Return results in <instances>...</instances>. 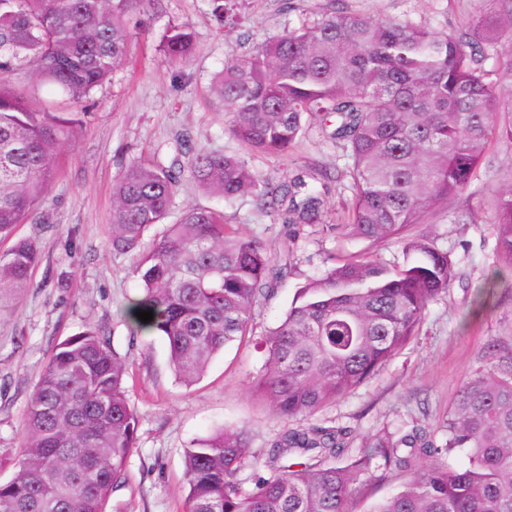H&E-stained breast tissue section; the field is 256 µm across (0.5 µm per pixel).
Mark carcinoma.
Instances as JSON below:
<instances>
[{
  "mask_svg": "<svg viewBox=\"0 0 512 512\" xmlns=\"http://www.w3.org/2000/svg\"><path fill=\"white\" fill-rule=\"evenodd\" d=\"M158 0H0V239L30 219L57 176L61 144L86 126L28 95L49 86L79 102L106 82L128 50L129 18L147 27ZM209 0L218 28L237 23L231 4ZM512 45V0H477L453 34L420 23L379 21L348 9L306 12L300 25L228 59L214 86L230 132L252 151L284 155L316 118L335 128L352 190L336 235L376 244L403 238L407 263L389 269L353 257L300 287L280 323L255 341L266 358L252 392L287 428L267 457V476L242 487L247 431L224 428L185 453L184 512H351L372 470L407 475L369 512H512V315L490 336L457 389L439 433L414 426L381 431L351 447L344 426L308 422L363 385L415 335L428 306L455 277L447 252L408 236L448 201L475 193L485 155L512 147V62L486 63ZM160 50L176 66L195 54L190 26L164 30ZM187 164L134 162L113 186L112 249L137 250L161 236L133 269L142 294L127 309L133 331L162 336L185 386L224 348L253 333V311L292 265L240 232L224 212L200 206L173 215L184 177L232 201L250 196L287 224L321 219L322 171L273 180L238 156L185 147ZM318 182L317 190L311 183ZM495 250L512 270V183L491 217ZM41 260L34 238L0 254V292L26 287ZM499 272L474 303L494 306ZM138 310L153 311L144 323ZM125 360L107 336L86 330L58 344L23 419L21 454L0 483V512H105L136 447L139 420L126 395ZM465 452L468 465L448 457Z\"/></svg>",
  "mask_w": 512,
  "mask_h": 512,
  "instance_id": "obj_1",
  "label": "carcinoma"
}]
</instances>
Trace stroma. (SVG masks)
Wrapping results in <instances>:
<instances>
[{"mask_svg":"<svg viewBox=\"0 0 512 512\" xmlns=\"http://www.w3.org/2000/svg\"><path fill=\"white\" fill-rule=\"evenodd\" d=\"M243 27L219 30L208 0H160L145 31L133 35L125 61L110 80L83 103H68V112H87L91 120L60 148V168L44 207L16 229L36 238L42 250L28 285L16 297L0 301V482L8 481L22 445V422L42 368L57 345L95 328L127 362V398L139 427L137 446L125 469L123 486L111 493L107 512H183L186 495L184 453L194 440L232 425L248 431L254 458L240 473L244 489L263 469L272 442L288 423L261 404L251 382L264 367L253 339L235 342L211 363L205 377L187 387L176 380L168 348L158 335L130 336L122 312L141 293L132 275L138 255L112 248V189L134 161L171 163L181 158L182 140L202 150L245 157L253 169L279 179L318 165L344 166L342 149L327 137L322 122L309 126L289 155L247 151L230 134L211 87L228 58L245 54L269 37L297 25L296 12L282 0H239ZM349 8L379 20L411 19L441 32L464 25L471 0H348ZM189 24L197 52L175 68L159 50L164 29ZM492 172L481 175L480 192L448 204L445 216L418 225V234L433 238L456 263L447 293L429 305L417 335L359 388L314 415L317 424L351 430L354 442L384 427L417 424L436 429L455 392L501 314L485 313L469 325L461 319L486 275L501 267L491 234L492 201L501 183L512 178V150H489ZM350 190L332 186L318 224H286L261 211L249 197L228 203L185 181L177 207L196 205L224 211L261 239L272 254L289 259L293 272L255 308L254 330L276 327L299 286L329 268L331 255L370 253L391 264L406 261L403 242L389 239L369 246L336 235L337 214L349 205ZM477 211L482 223L467 221Z\"/></svg>","mask_w":512,"mask_h":512,"instance_id":"1","label":"stroma"}]
</instances>
